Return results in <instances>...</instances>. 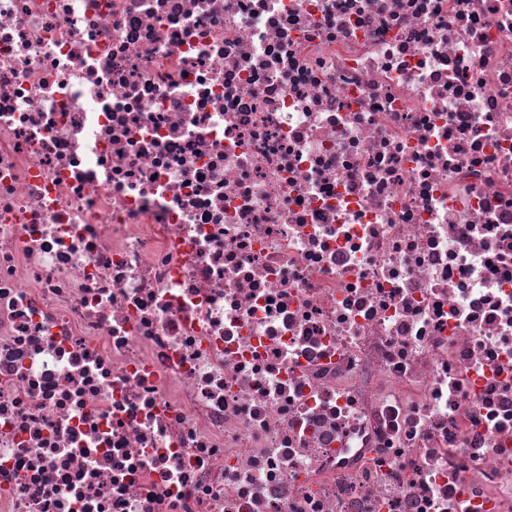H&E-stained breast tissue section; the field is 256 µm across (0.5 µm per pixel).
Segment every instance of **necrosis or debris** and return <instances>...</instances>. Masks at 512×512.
<instances>
[{
  "label": "necrosis or debris",
  "instance_id": "obj_1",
  "mask_svg": "<svg viewBox=\"0 0 512 512\" xmlns=\"http://www.w3.org/2000/svg\"><path fill=\"white\" fill-rule=\"evenodd\" d=\"M0 512H512V0H0Z\"/></svg>",
  "mask_w": 512,
  "mask_h": 512
}]
</instances>
